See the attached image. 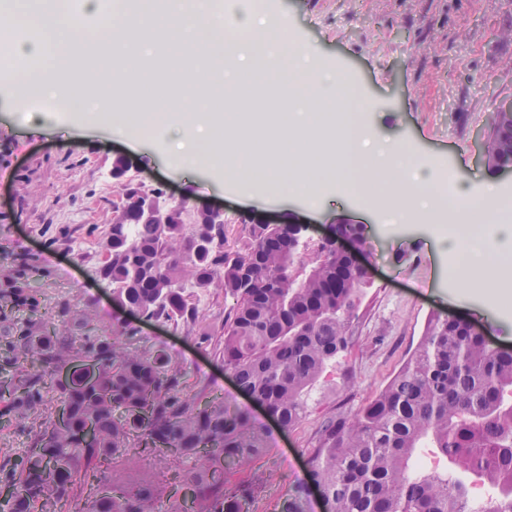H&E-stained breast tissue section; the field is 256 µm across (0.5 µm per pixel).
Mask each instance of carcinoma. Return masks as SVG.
<instances>
[{
	"mask_svg": "<svg viewBox=\"0 0 512 512\" xmlns=\"http://www.w3.org/2000/svg\"><path fill=\"white\" fill-rule=\"evenodd\" d=\"M485 164L512 167V107L491 116ZM122 222L104 234L105 259L95 273L128 308L176 330L197 324L196 296L216 281L224 298V370L285 427L297 426L315 385L351 342L350 319L366 279L351 270L340 288L328 284L349 262L329 243L307 266L290 247L268 250L290 234L287 224H256L225 245L224 218L199 212L184 223L185 202L165 216L142 206L164 189L117 181ZM339 233L361 250L354 224ZM71 311L45 318L23 274L0 276V427L35 415L49 393L57 407L32 446L0 464V512H251L253 483L226 473L257 458L270 435L251 415L221 399L183 394L182 374L162 350H128L138 329L119 318L109 335L64 334ZM69 371L66 381L59 373ZM430 443L456 468L500 489L482 512H512V351L437 317L418 349L353 416L325 418L311 442L308 481L286 494L277 512H307L308 483L328 512H476L466 484L437 471H413ZM146 459L191 460L165 478H123L116 468L130 449Z\"/></svg>",
	"mask_w": 512,
	"mask_h": 512,
	"instance_id": "1",
	"label": "carcinoma"
}]
</instances>
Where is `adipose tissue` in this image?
Wrapping results in <instances>:
<instances>
[{"label":"adipose tissue","instance_id":"obj_1","mask_svg":"<svg viewBox=\"0 0 512 512\" xmlns=\"http://www.w3.org/2000/svg\"><path fill=\"white\" fill-rule=\"evenodd\" d=\"M232 28H224L212 0H125L119 21L76 29L71 0H12L0 11V26L31 28L35 39L19 41V57L47 59L44 76L24 83L17 106L32 97L64 101L70 111L97 104V125L120 127L133 144L142 138L167 143L182 167L205 169L233 185H258L273 195L336 182L352 195L370 187L367 172L396 173L387 182L391 210L443 204L478 210L498 197L494 181L462 184L456 197L442 199L440 174L409 145L367 150V136L354 111H365L339 78L325 79L319 59L279 16H258L252 0H237ZM81 46L84 75L93 80L85 98L57 74L70 62V45ZM176 61L179 75L140 67L143 55ZM248 60L279 103L302 98L300 112H226L225 98L245 95L243 84L226 81L225 58ZM144 106L130 107L133 98ZM448 271L462 288L482 289L489 304L512 298L511 224L449 227L444 240Z\"/></svg>","mask_w":512,"mask_h":512}]
</instances>
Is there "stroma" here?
Listing matches in <instances>:
<instances>
[{
    "instance_id": "obj_1",
    "label": "stroma",
    "mask_w": 512,
    "mask_h": 512,
    "mask_svg": "<svg viewBox=\"0 0 512 512\" xmlns=\"http://www.w3.org/2000/svg\"><path fill=\"white\" fill-rule=\"evenodd\" d=\"M262 12L285 15L327 72L360 83L370 99L364 116L371 136L408 141L456 180L491 177L476 153L475 139L488 132L494 108L512 102V0H267ZM14 86L0 82V270H24L42 314L58 302L87 315L110 333L116 310L112 291L94 272L100 243L121 194L110 176L120 157L128 175L147 186H164L172 201L185 202V222L198 206L224 211L229 241L250 236L254 224L274 220L308 225L303 261L318 254L323 237L340 224H360L372 242L365 262L368 286L351 320V343L309 398L308 412L292 429H280L238 391L224 369L221 337L202 341L198 330H173L138 321L134 347L165 350L190 393L232 391L241 406L273 436L257 460L232 480H257L261 512H274L291 485L310 469L308 443L326 415H353L379 392L418 348L434 316H459L512 347V306L479 310L448 275L439 244L444 224L387 227L382 214L339 187L325 190L317 206L301 197L276 200L239 193L214 174L192 177L170 165L165 148L150 141L131 146L122 135L94 126L58 107L16 111ZM78 228L88 247L75 259L57 242L60 228Z\"/></svg>"
}]
</instances>
